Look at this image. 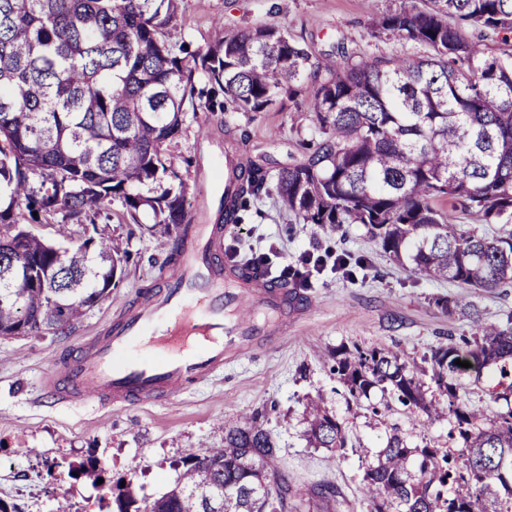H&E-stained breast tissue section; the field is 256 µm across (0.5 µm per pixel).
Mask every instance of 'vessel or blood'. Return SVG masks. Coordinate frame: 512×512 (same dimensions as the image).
Segmentation results:
<instances>
[{"label": "vessel or blood", "instance_id": "b4317fda", "mask_svg": "<svg viewBox=\"0 0 512 512\" xmlns=\"http://www.w3.org/2000/svg\"><path fill=\"white\" fill-rule=\"evenodd\" d=\"M224 227L187 228L159 289L127 304L106 335L82 345L41 381L65 402L121 408L172 401L224 367L265 349L268 327L252 311L285 320L292 294L224 261Z\"/></svg>", "mask_w": 512, "mask_h": 512}]
</instances>
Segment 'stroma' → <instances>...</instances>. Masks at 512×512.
Listing matches in <instances>:
<instances>
[{
    "label": "stroma",
    "instance_id": "stroma-1",
    "mask_svg": "<svg viewBox=\"0 0 512 512\" xmlns=\"http://www.w3.org/2000/svg\"><path fill=\"white\" fill-rule=\"evenodd\" d=\"M401 0H185L170 40L205 47L215 25L226 30L276 25L307 45L315 62L336 57L338 48L357 56L390 57L413 52L412 44L373 32L371 18L398 8ZM319 129L309 117L308 97L267 112H202L188 120L183 133L164 146L177 155L188 191V217L202 221L203 209H216L218 164L225 155L279 170L305 161L307 143ZM15 218L32 234L64 248L82 243L84 225L59 238L63 221L54 213L31 221L25 208ZM151 210L130 219L120 202L98 217L99 232L118 238L129 253L122 281L109 298L86 311L65 332L22 338L0 337V503L10 512H56L68 499L72 512H114L121 482L132 483L142 503H149L174 483L185 457L224 441V424L240 414H258L281 453L278 471L287 474L301 501L297 512H365L364 470L371 456L392 435L407 446L448 445L451 418L428 420L396 400L371 391L357 400L332 369L336 350L398 346L409 370L422 366L430 348L448 340L462 342L476 334L468 317L437 306L440 298L467 296L486 322H512V284L483 290L414 274L393 262L360 224H346L328 234L301 224L281 210L276 196L252 206L242 223L224 235L225 252L237 263L265 255L272 273L296 265L300 254L341 255L365 259L354 277L333 266L313 273L308 287L297 289L298 314L288 332L256 355L225 364L223 371L172 402L110 410L95 402L71 404L45 394L40 380L90 337L97 335L139 293L158 287L170 266L172 240L154 231ZM323 395L342 422L352 449L315 448L306 435L304 410L309 398ZM379 415H372V408ZM95 461L102 483L77 473ZM336 485L331 502L304 501L316 483Z\"/></svg>",
    "mask_w": 512,
    "mask_h": 512
}]
</instances>
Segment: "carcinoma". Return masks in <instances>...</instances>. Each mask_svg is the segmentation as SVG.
Segmentation results:
<instances>
[{
    "label": "carcinoma",
    "mask_w": 512,
    "mask_h": 512,
    "mask_svg": "<svg viewBox=\"0 0 512 512\" xmlns=\"http://www.w3.org/2000/svg\"><path fill=\"white\" fill-rule=\"evenodd\" d=\"M181 4L0 0V224H14L23 204L93 229L73 251L18 226L0 238V336L71 326L118 286L123 255L96 225L105 202L120 201L134 221L150 209L165 234L185 223L187 184L163 146L187 114L265 112L306 92L321 69L309 108L317 148L276 173L226 160L221 222L241 223L274 193L304 224L363 225L393 261L426 277L487 290L512 284V231L480 234L434 205L446 198L483 224L512 220V51L486 49L512 33V0H403L371 27L423 51L342 53L322 67L272 25L220 30L195 51L173 44ZM146 183L150 195L139 190ZM468 315L481 334L424 358L436 398H425L424 382L390 348L336 355L352 397L378 388L429 418H454L448 450L390 437L363 477L367 512H512V406L490 417L458 403L464 375L485 367L504 388L490 399L512 394V325ZM306 420L314 447H348L323 399L310 402ZM248 448L261 453L259 465ZM278 453L258 416L229 420L224 445L183 460L173 488L143 508L126 485L117 512H288V476L270 470Z\"/></svg>",
    "instance_id": "cac0c4a2"
}]
</instances>
